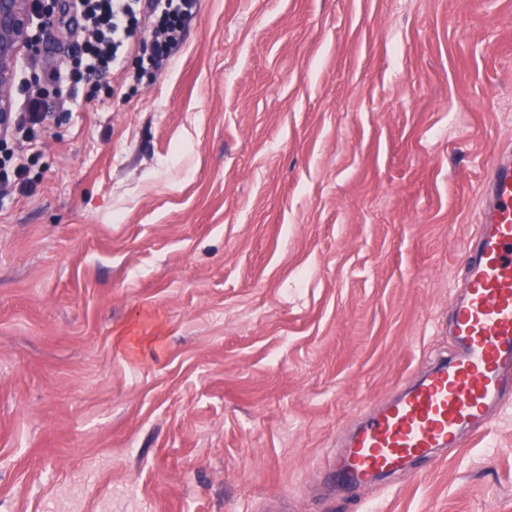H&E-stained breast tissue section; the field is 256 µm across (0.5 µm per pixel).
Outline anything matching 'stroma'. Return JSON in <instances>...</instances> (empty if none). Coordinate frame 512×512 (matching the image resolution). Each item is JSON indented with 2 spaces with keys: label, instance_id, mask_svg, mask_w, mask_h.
<instances>
[{
  "label": "stroma",
  "instance_id": "stroma-1",
  "mask_svg": "<svg viewBox=\"0 0 512 512\" xmlns=\"http://www.w3.org/2000/svg\"><path fill=\"white\" fill-rule=\"evenodd\" d=\"M0 141V512H512V395L344 491L353 418L448 355L462 244L512 156V0H200L169 69L72 99V0Z\"/></svg>",
  "mask_w": 512,
  "mask_h": 512
}]
</instances>
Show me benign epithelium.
Returning a JSON list of instances; mask_svg holds the SVG:
<instances>
[{
	"label": "benign epithelium",
	"instance_id": "7a95c632",
	"mask_svg": "<svg viewBox=\"0 0 512 512\" xmlns=\"http://www.w3.org/2000/svg\"><path fill=\"white\" fill-rule=\"evenodd\" d=\"M33 0H0V134L11 124L16 64L24 51H33Z\"/></svg>",
	"mask_w": 512,
	"mask_h": 512
}]
</instances>
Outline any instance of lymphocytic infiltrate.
<instances>
[{
  "mask_svg": "<svg viewBox=\"0 0 512 512\" xmlns=\"http://www.w3.org/2000/svg\"><path fill=\"white\" fill-rule=\"evenodd\" d=\"M198 0H79L85 21L82 75L104 79L114 66L118 51L128 44L140 22L153 27V40L140 58L141 69L167 66L183 39L186 21Z\"/></svg>",
  "mask_w": 512,
  "mask_h": 512,
  "instance_id": "f902f5d3",
  "label": "lymphocytic infiltrate"
}]
</instances>
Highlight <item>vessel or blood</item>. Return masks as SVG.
<instances>
[{"label":"vessel or blood","mask_w":512,"mask_h":512,"mask_svg":"<svg viewBox=\"0 0 512 512\" xmlns=\"http://www.w3.org/2000/svg\"><path fill=\"white\" fill-rule=\"evenodd\" d=\"M482 195L480 230L462 248L452 352L354 423L333 471L345 488L402 473L438 449L465 447L512 390L511 158L491 166Z\"/></svg>","instance_id":"b4317fda"}]
</instances>
